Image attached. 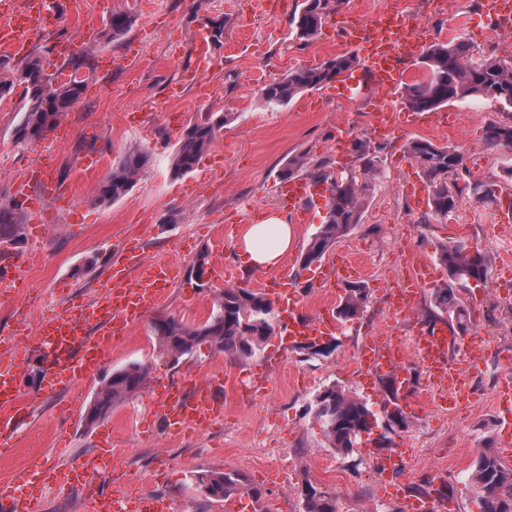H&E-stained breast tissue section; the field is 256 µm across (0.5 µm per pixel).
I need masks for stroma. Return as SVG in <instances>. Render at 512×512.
<instances>
[{"instance_id":"1","label":"stroma","mask_w":512,"mask_h":512,"mask_svg":"<svg viewBox=\"0 0 512 512\" xmlns=\"http://www.w3.org/2000/svg\"><path fill=\"white\" fill-rule=\"evenodd\" d=\"M301 2L285 0L272 15L260 11L256 0H62L70 17L81 13L105 22L123 10L133 22L119 41L106 45L97 40L92 45L93 50L112 52L120 63L107 88L89 82L66 115L70 135L60 148L56 175L72 183L74 207L47 213L50 231L44 248L23 265L26 288L16 299L0 301V332L11 331L22 313L28 333H36L43 317L64 310L70 300L94 299L98 281L109 274L110 259L130 241L148 258L175 267L179 275L151 314L117 342L106 365L110 371L133 363L149 366V381L140 395L90 426L85 417L96 385L44 395L35 379H28L20 445L0 457V478L20 471L34 456L60 466L105 447L114 486L134 500L166 497L172 512H303L300 492L308 482L335 494L338 512H403L399 501L383 497L385 482L410 491L437 477L457 501L458 512H478L469 468L480 449L499 448V418L512 409L499 391L498 366L499 357L512 356V335L499 333L512 322V281L499 271L500 260L512 257V223L497 219L512 195L500 193L498 203L486 205L464 194L447 220L423 223L422 213L411 209L403 191L406 183L423 178L405 144L424 138L454 147L475 179L496 182L512 152L488 147L484 131L489 121L512 115L492 99L457 102L447 110L466 115L465 124L449 125L439 116L432 125L412 124L406 131L375 138L365 104L351 101L329 84L303 91L287 106L260 107L258 93L265 84L349 49L332 17L314 38H293L289 21ZM397 2L419 18L422 43L458 38L470 45L473 60L493 56L512 62V53L504 50L483 15L481 0H453L460 19L455 27L423 0ZM201 16L223 19V44L214 48L213 65L197 86L172 97V84L191 66L193 34ZM17 101V94H10L6 108H0V200L13 196L14 183L33 152L32 146L21 147L13 140L19 122ZM135 107L145 116L144 127L129 125ZM169 110L182 112L187 124L206 112L234 116L187 174L173 171L182 132L167 125ZM341 125L353 137L370 140L382 159V177L360 224L329 250L339 260L354 253L361 264L356 279L366 285L369 298L360 318L347 323L342 333L323 339L317 351L289 344L287 337L276 334L245 359L226 356L205 343L175 363L161 355L152 327L155 316L202 325L225 288L209 272L202 286L188 281L186 272L197 257L234 272L236 285L257 289L258 270L239 256L240 230L280 213L279 171L289 158L301 154L309 164L323 161L338 173L356 167L353 153L339 156L333 149ZM83 140L94 142L104 154L101 171L80 172L76 146ZM137 149L146 151L150 161L133 189L115 202L98 203L105 171ZM216 234L224 238L220 253L210 242ZM451 239L490 259L487 281L476 288L483 309L470 329L471 335L486 338L488 359L473 377V397L459 411L442 407L420 365L411 363L410 396L426 398L427 403L424 411L410 412L407 429L392 435L390 445L400 449L403 465L385 477L376 473L364 447L347 455L330 448L310 406L324 386L333 384L382 412L387 400L382 384L368 387L359 382L352 357L379 332L404 339L412 328L441 321V313L430 309L431 287L422 288L412 314L395 324L388 319L384 294L387 283L410 272L415 254L435 261L437 282H447L448 273L437 262L438 246ZM274 359L279 370L268 376L261 390L247 392L250 374ZM214 371L224 374V417L212 429L174 430L154 414L159 392ZM72 402L78 410L68 426H61L60 410ZM211 469L241 472L261 489L262 498L238 493L226 503L206 501L196 477Z\"/></svg>"}]
</instances>
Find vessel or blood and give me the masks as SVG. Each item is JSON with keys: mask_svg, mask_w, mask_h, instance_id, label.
<instances>
[{"mask_svg": "<svg viewBox=\"0 0 512 512\" xmlns=\"http://www.w3.org/2000/svg\"><path fill=\"white\" fill-rule=\"evenodd\" d=\"M482 11L495 27L512 23V0H482ZM41 24L35 0H26L20 10L15 9L13 0H0V55L24 56L32 33ZM347 36L362 45L365 64L361 71L346 74V82L371 88L369 102L375 129L402 126L406 115L395 111L392 102L407 77L401 60L415 48L408 25L379 21L348 31ZM193 53V72L207 70L213 60V48L205 28L196 31ZM58 147L55 136L39 145L17 180L19 194L38 217L47 205L61 207L71 203V186L55 175ZM326 196L325 186L304 179L288 182L279 190L281 205L294 223L306 222L310 210L324 203ZM350 274L349 267L336 265L330 259L310 271L308 279L312 287L322 288L331 280ZM175 278L174 267L148 260L139 249L123 248L108 277L99 283L93 300L70 302L65 310L43 318L25 349L0 358V455L19 442L22 387L30 373H37V387L43 394L89 383L111 356L115 340L126 335L133 322L156 305ZM259 279L276 302L281 333L290 343H310L339 332L332 304L323 305L314 319L300 316L291 266L263 272ZM22 282L19 261L9 247L0 244V299H15ZM414 354L451 408L469 399L471 376L485 359L484 345L477 337L457 343L444 323L416 330ZM359 363L366 376L393 379L395 393L407 394L408 366L388 339L365 343ZM223 390L224 375L215 371L174 386L159 406L169 425L201 431L223 417ZM105 469V461L96 455L53 470L40 461H32L24 471L0 479V512H44L43 488L48 484L59 491L81 489L87 512H128V497L113 489ZM391 495L402 500L405 512H454L456 508L454 500L446 497L439 486L421 495L406 494L395 486Z\"/></svg>", "mask_w": 512, "mask_h": 512, "instance_id": "vessel-or-blood-1", "label": "vessel or blood"}]
</instances>
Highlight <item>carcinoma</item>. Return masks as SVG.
<instances>
[{"mask_svg": "<svg viewBox=\"0 0 512 512\" xmlns=\"http://www.w3.org/2000/svg\"><path fill=\"white\" fill-rule=\"evenodd\" d=\"M340 4L341 0H304L300 13L292 18L293 32L300 39L315 36ZM131 24L130 14L115 12L101 30V39L106 43L115 41L126 34ZM201 24L210 30L212 45H222L224 21L203 17ZM41 52L40 48L32 50L10 69L9 77L0 78V97L27 83L19 100L22 119L15 132V139L23 144L56 129L80 101L87 79L96 69V53L86 51L64 62L80 73L79 78L45 86L40 82ZM420 64L423 77L404 89L405 101L414 111H431L441 105L472 99H494L512 109V64L497 58L475 62L469 58L467 46L454 40L428 44L420 56ZM356 65L355 53L339 54L318 66L295 69L265 85L260 89L259 98L267 107L285 106L299 93L327 85ZM231 120L230 112H207L199 121L188 125L174 155V172L193 171L217 134ZM485 142L492 148L512 151V122H489ZM351 149L359 160V167L355 169L335 174L327 171L325 164L310 168L304 156L296 155L279 173L280 179L288 180L303 171L313 182L329 185L324 222L307 242L300 259L303 269L321 261L337 239L347 236L361 222L368 192L381 175L377 150L371 147L369 140L355 138ZM406 150L417 162L429 188L430 212L425 222L432 219L440 222L456 208L455 188L465 172L463 157L449 145L439 146L423 139L408 141ZM148 160V154L143 151L123 156L99 185V201L111 203L125 196L136 184ZM466 186L480 203L493 204L498 200V184L494 182L468 180ZM25 228L22 204L14 200L0 202V242H23ZM439 260L448 271V282L433 289L431 304L439 312L448 314L451 323L465 334L472 320L458 291L472 280L486 281L488 261L480 251L470 252L464 244L455 241L441 245ZM367 301L368 291L363 284L347 285L336 306L337 319L346 324L359 318ZM274 319L275 308L270 299L249 288L236 286L224 289L218 297L216 311L203 325L191 327L173 317L161 316L154 321V333L162 351L174 362L202 343L228 356L249 358L274 335ZM149 375L150 368L142 364L112 371L101 382L90 403L87 424L97 423L109 416L113 407L138 396L146 387ZM312 411L330 447L344 455L352 453L362 435L371 434L372 426L381 422L380 416L365 401L348 395L334 384L318 392ZM469 480L480 512H512V469L491 449H481L471 465ZM197 484L205 497L215 501H225L241 491L255 499L262 497L261 490L249 485L245 476L238 472L208 470L197 475ZM302 496L303 512H336V496L310 482L304 485Z\"/></svg>", "mask_w": 512, "mask_h": 512, "instance_id": "cac0c4a2", "label": "carcinoma"}]
</instances>
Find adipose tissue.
Returning <instances> with one entry per match:
<instances>
[{
    "label": "adipose tissue",
    "mask_w": 512,
    "mask_h": 512,
    "mask_svg": "<svg viewBox=\"0 0 512 512\" xmlns=\"http://www.w3.org/2000/svg\"><path fill=\"white\" fill-rule=\"evenodd\" d=\"M295 243L291 224L280 217H270L243 226L240 247L247 263L258 269L275 268Z\"/></svg>",
    "instance_id": "obj_1"
}]
</instances>
